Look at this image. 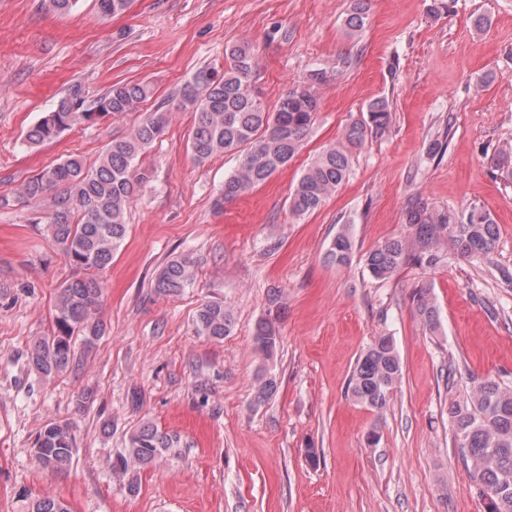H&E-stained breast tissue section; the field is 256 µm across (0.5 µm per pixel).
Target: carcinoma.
Returning <instances> with one entry per match:
<instances>
[{
	"mask_svg": "<svg viewBox=\"0 0 512 512\" xmlns=\"http://www.w3.org/2000/svg\"><path fill=\"white\" fill-rule=\"evenodd\" d=\"M130 0H98L104 16L125 11ZM367 0H353L345 19L348 33H363ZM224 71L211 67L197 69L182 86L172 108H157L132 132L114 139L103 149L97 163L88 166L78 156L50 165L23 184L20 195L47 205V227L65 262L85 272L66 283L55 305V330L35 340L27 351V363L45 377L77 367L75 338L87 343L101 336L102 286L98 275L112 264V257L124 241L127 213L136 201L147 175L138 171V158L166 131L171 109L195 114V128L189 145L195 159L204 163L220 154L241 155L236 171L224 181L215 200L226 203L266 182L300 152L309 134L318 99L314 88L326 72H309L303 84L283 94L269 110L253 92L250 78L255 53L247 43L225 51ZM152 93L142 81L111 85L92 103H86L82 88L71 87L56 108L45 113L26 132L24 142L40 145L56 139L77 123H94L106 116L135 112ZM391 123L388 100L368 105L367 117L350 123L342 136L325 147L304 169L289 203L297 216L320 209L348 177L353 154L370 137L383 134ZM412 229L409 236L383 242L365 257V267L376 280H387L408 266L436 269L447 259L445 246L463 260L483 259L498 244V224L488 212L472 206L461 212L439 209L421 200L407 213ZM353 239L343 229L331 241L328 256L339 265L350 261ZM196 259L190 253L169 258L156 272L154 291L160 296H180L192 287ZM410 300L416 317L427 328L438 326V310L431 288L412 289ZM282 301L272 291L265 315L255 324L253 339L265 360L274 357L279 343ZM234 314L222 300L202 303L196 310L198 334L219 341L231 334ZM402 380V365L390 336H379L358 358L348 382V391L361 404L379 415L387 411L393 393ZM466 397L448 407L454 429L453 446L460 449L472 488L483 501L486 512H512V382L493 377L468 375ZM276 378L262 370L255 379L254 402L261 405L277 391ZM35 455L52 473L67 470L77 452L74 426L52 422L38 434ZM183 447L181 438L143 423L127 432L124 448L112 458V475L126 483L127 491H140L137 473L148 469L163 454ZM31 512H70L53 498L36 501Z\"/></svg>",
	"mask_w": 512,
	"mask_h": 512,
	"instance_id": "carcinoma-1",
	"label": "carcinoma"
}]
</instances>
